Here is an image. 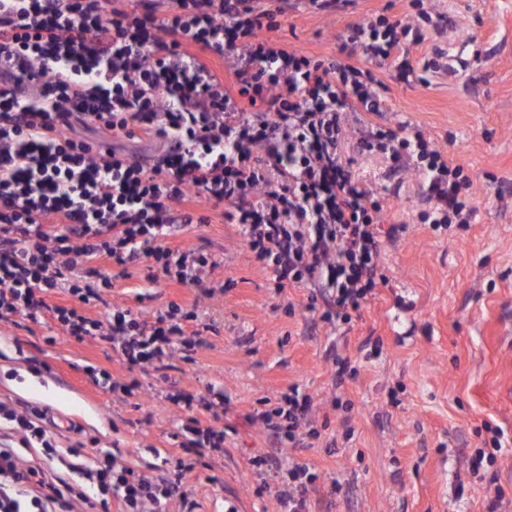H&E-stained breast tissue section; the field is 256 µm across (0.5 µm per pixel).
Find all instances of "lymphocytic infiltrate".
Masks as SVG:
<instances>
[{
    "instance_id": "f902f5d3",
    "label": "lymphocytic infiltrate",
    "mask_w": 512,
    "mask_h": 512,
    "mask_svg": "<svg viewBox=\"0 0 512 512\" xmlns=\"http://www.w3.org/2000/svg\"><path fill=\"white\" fill-rule=\"evenodd\" d=\"M287 3L0 0L1 320H52L62 335L97 338L122 362L159 374L174 358L192 360L207 344L197 308L171 302L135 314L116 304L105 319L90 317L85 306L102 301L112 278L102 272L87 282L77 267L137 266L148 284L195 286L212 298L213 262L164 242L200 223L193 203L227 204L225 220L277 288L324 289L322 321L350 320L384 283L379 257L393 234L340 152L352 114L359 152L385 154L395 170L423 179L434 201L428 224L468 223L462 168L421 130L379 122L385 86L371 68L393 61L412 72L409 47L424 41L425 25L441 27L424 0H410L408 20L379 14L350 25L330 58L272 39ZM84 128L97 138L81 136ZM128 141L158 149L138 157ZM60 292L71 304L55 303ZM170 400L210 414L205 422L188 417L186 451H222L215 402L184 391ZM259 404L253 417L274 443L262 464L287 475L276 498L283 512H309L316 475L281 454L313 436L310 400L292 386ZM44 418L41 408L0 402V420L20 441L0 442V512H73L77 500L100 512H195L180 481L85 458L82 441L69 449L67 476L55 474L62 455ZM22 446L40 449L41 464H27ZM74 473L81 482L71 481Z\"/></svg>"
}]
</instances>
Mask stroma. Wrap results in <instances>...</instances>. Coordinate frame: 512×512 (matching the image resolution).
Here are the masks:
<instances>
[{"label": "stroma", "mask_w": 512, "mask_h": 512, "mask_svg": "<svg viewBox=\"0 0 512 512\" xmlns=\"http://www.w3.org/2000/svg\"><path fill=\"white\" fill-rule=\"evenodd\" d=\"M426 5L447 16L448 32L427 36L409 58L421 68L439 47L445 70L422 82L392 66L375 74L386 87L385 121L417 125L473 180L469 224H423L431 202L418 178H388L384 156L347 141L359 179L381 198L383 224L397 227L380 257L387 282L359 317L326 324L307 308L309 288L276 290L237 226L206 205L207 223L166 240L212 255V280L224 288L205 303L216 329L195 362L173 359L162 380L127 369L108 346L20 317L0 321V401L46 409L60 447L86 432L102 461L116 457L149 475L191 464L183 486L198 512H280L260 488L255 462L271 448L252 414L259 398L295 385L311 400L319 435L284 454L317 475L311 512H487L494 500L498 512H512V0ZM408 10L407 0H352L319 12L296 0L275 37L288 50L330 57L348 25ZM339 358L348 367L341 379ZM90 365L106 378L91 379ZM112 377L136 382L133 397L111 392ZM178 389L223 396V452L184 453L185 414L167 399ZM497 427L504 446L493 475H473L471 459Z\"/></svg>", "instance_id": "stroma-1"}]
</instances>
